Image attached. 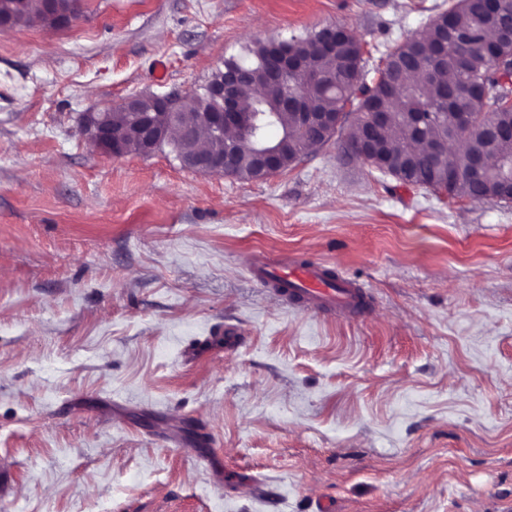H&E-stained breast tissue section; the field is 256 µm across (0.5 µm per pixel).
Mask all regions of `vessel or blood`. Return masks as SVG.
<instances>
[{"mask_svg": "<svg viewBox=\"0 0 512 512\" xmlns=\"http://www.w3.org/2000/svg\"><path fill=\"white\" fill-rule=\"evenodd\" d=\"M248 271L289 307L354 318L368 311L370 300L362 285L323 262L289 256L272 260L258 255L249 261Z\"/></svg>", "mask_w": 512, "mask_h": 512, "instance_id": "b4317fda", "label": "vessel or blood"}]
</instances>
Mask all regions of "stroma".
<instances>
[{
  "mask_svg": "<svg viewBox=\"0 0 512 512\" xmlns=\"http://www.w3.org/2000/svg\"><path fill=\"white\" fill-rule=\"evenodd\" d=\"M448 0H84L0 30V512H499L512 499V201L336 143L263 180L112 157L84 112L352 29L376 67ZM323 261L367 317L284 305ZM46 13L56 23L67 27L82 16V0H46ZM248 271L288 307L354 318L364 316L369 309L368 294L360 283L320 261L289 256L270 260L258 255L249 261Z\"/></svg>",
  "mask_w": 512,
  "mask_h": 512,
  "instance_id": "1",
  "label": "stroma"
}]
</instances>
